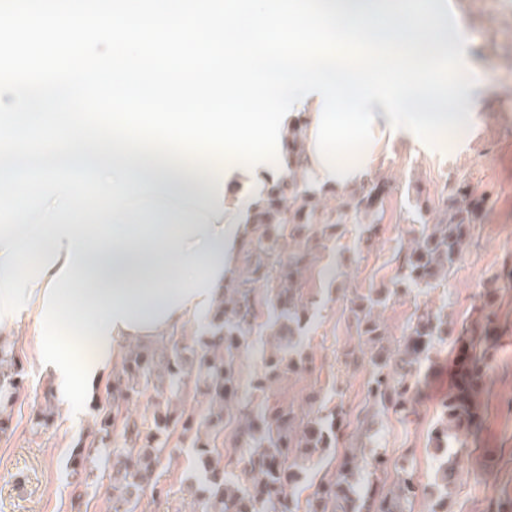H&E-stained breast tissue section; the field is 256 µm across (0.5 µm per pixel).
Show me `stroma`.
I'll use <instances>...</instances> for the list:
<instances>
[{"mask_svg":"<svg viewBox=\"0 0 512 512\" xmlns=\"http://www.w3.org/2000/svg\"><path fill=\"white\" fill-rule=\"evenodd\" d=\"M449 2L467 41L465 68L484 86L469 128L431 145L411 132L372 138L363 171L383 174L390 182L377 238L363 245L360 225L345 224L326 239L302 285L316 306L300 346L303 368L282 373L265 392L252 393V380L263 372L262 356L274 344L261 329L241 352L240 376L243 393L258 403L299 411L315 396L326 409L343 410L350 426L339 447L349 448L366 406L372 353L351 324L349 300L389 282L398 243L409 239L415 226L417 199L437 205L448 194L446 176L455 175L485 199L464 259L434 290L392 301L380 320L385 344L393 348L418 307L443 308L455 334L485 358L489 376L478 401L477 427L455 444L461 469L448 488V512H512V0ZM331 270L339 271L337 280H329ZM10 334L25 390L14 405L11 432L0 435V512H106L108 479L93 474L78 483L67 466L73 446L94 428L93 407L105 402L106 386L76 406L55 397L50 426L32 432L33 401L52 383L30 353L26 323L17 322ZM456 354L453 341L439 345L437 356L421 370L410 415H382L371 440L391 465L412 468L423 485L434 481L430 436L453 387ZM170 445L175 453L160 468L163 493L144 495L137 512L198 510L185 491L199 476L194 450L175 437Z\"/></svg>","mask_w":512,"mask_h":512,"instance_id":"1","label":"stroma"}]
</instances>
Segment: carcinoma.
<instances>
[{"label": "carcinoma", "instance_id": "carcinoma-1", "mask_svg": "<svg viewBox=\"0 0 512 512\" xmlns=\"http://www.w3.org/2000/svg\"><path fill=\"white\" fill-rule=\"evenodd\" d=\"M307 122L298 119L288 127L283 158L285 173L275 178L248 216L249 239L241 267L224 285V298L202 325L201 337L187 342L170 335L162 347L138 345L129 349L115 369L107 387V402L97 406L90 440H79L69 465L81 475L101 468L111 471L112 493L107 512H133V502L146 491L161 493L155 469L174 449L170 436L176 432L190 440L202 479L187 487L201 505V512H298L299 492L309 482L303 461L337 447L346 435L342 414L323 413L315 399L301 416L292 407L255 405L240 393L241 379L236 355L250 336L262 310L278 339H288V351L301 344L310 324V304L304 298L301 279L322 248L318 230L342 224H361L366 240L377 236L378 222L365 221L377 213L389 189L387 180L365 175L357 188L342 195L336 209L324 211L311 203L313 194L307 155ZM442 216L431 215L434 207L416 205L420 221L407 246L396 252L397 269L387 288H371L351 300L350 311L357 335L378 346L370 358L368 404L361 422L362 435L369 436L379 416L387 411L404 412L419 384L422 364L432 360L435 343L448 335V318L442 309H417L393 350L382 345L385 329L376 310L415 290L432 288L448 278L465 255L472 225L483 210L484 199L459 185L443 202ZM294 246L284 247L287 240ZM266 379L283 367L297 369L301 360L277 351L265 357ZM22 366L12 346H0V434L12 425V406L24 389ZM488 368L475 354H462L455 371L453 392L443 406L441 426L431 436L435 462L434 486L446 489L457 476L459 461L449 437L469 431L476 417V399L485 384ZM155 382L178 400V406L157 409L148 431L128 415L130 401L140 389ZM204 389L206 406H186L191 392ZM53 394L34 406L32 430L53 420ZM234 423L235 436L251 449L245 462L250 474L246 484L227 478L214 458L215 438L224 419ZM366 463V448H351L334 469L316 485L306 501V512H413L419 497L431 501L428 512H444L441 495L414 480L401 469L384 491L369 480L359 482Z\"/></svg>", "mask_w": 512, "mask_h": 512}]
</instances>
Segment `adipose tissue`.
Wrapping results in <instances>:
<instances>
[{
    "label": "adipose tissue",
    "mask_w": 512,
    "mask_h": 512,
    "mask_svg": "<svg viewBox=\"0 0 512 512\" xmlns=\"http://www.w3.org/2000/svg\"><path fill=\"white\" fill-rule=\"evenodd\" d=\"M187 169L135 166V192L104 228L53 230L38 253L49 270L29 284L21 315L34 352L66 403L86 401L124 348L170 336L223 296L247 237L244 219L270 182L234 151L186 154ZM211 165L219 182L191 173Z\"/></svg>",
    "instance_id": "obj_1"
}]
</instances>
